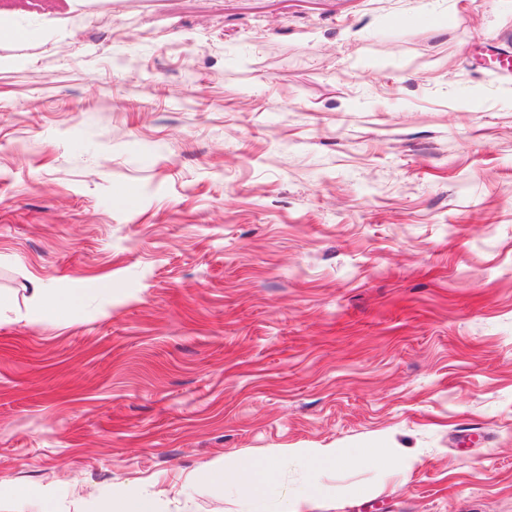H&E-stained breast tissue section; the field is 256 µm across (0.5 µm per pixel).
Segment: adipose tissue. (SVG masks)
Segmentation results:
<instances>
[{"mask_svg":"<svg viewBox=\"0 0 512 512\" xmlns=\"http://www.w3.org/2000/svg\"><path fill=\"white\" fill-rule=\"evenodd\" d=\"M356 457L361 462L370 465H380L386 452L378 447L353 448H292L288 451V459L292 462L304 461L308 464L310 476L306 484L299 490L288 495L287 512H302L312 499L321 493L318 476L327 467H338L345 463L348 457ZM281 466L280 460L270 459L255 461L235 466L210 464L206 471L210 479L217 484L224 482L242 483L252 497L263 499L275 483V475Z\"/></svg>","mask_w":512,"mask_h":512,"instance_id":"adipose-tissue-1","label":"adipose tissue"}]
</instances>
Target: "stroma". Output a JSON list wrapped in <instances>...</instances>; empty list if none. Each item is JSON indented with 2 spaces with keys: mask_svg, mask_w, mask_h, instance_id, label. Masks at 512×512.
Instances as JSON below:
<instances>
[{
  "mask_svg": "<svg viewBox=\"0 0 512 512\" xmlns=\"http://www.w3.org/2000/svg\"><path fill=\"white\" fill-rule=\"evenodd\" d=\"M491 47L512 0H0V512H280L304 467L204 464L370 446L304 512H512ZM33 307L43 315L50 316L58 312L63 306L73 301V299L62 297L48 288L37 285L33 288ZM282 464L283 459H270L230 467H224V464H210L205 466V469L214 483L240 482L252 497L263 500L273 487L276 472ZM89 512H158L153 498L131 497L121 491L110 490L99 498Z\"/></svg>",
  "mask_w": 512,
  "mask_h": 512,
  "instance_id": "1",
  "label": "stroma"
}]
</instances>
